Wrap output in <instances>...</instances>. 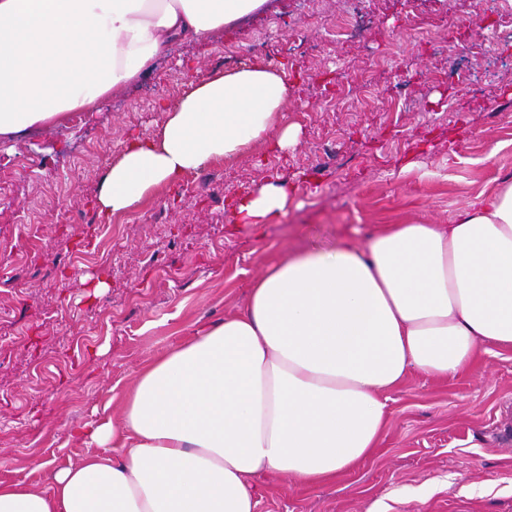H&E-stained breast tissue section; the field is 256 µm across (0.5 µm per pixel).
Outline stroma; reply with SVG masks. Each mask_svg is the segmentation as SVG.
Segmentation results:
<instances>
[{"instance_id":"1","label":"stroma","mask_w":512,"mask_h":512,"mask_svg":"<svg viewBox=\"0 0 512 512\" xmlns=\"http://www.w3.org/2000/svg\"><path fill=\"white\" fill-rule=\"evenodd\" d=\"M356 7L363 25L334 41L332 21ZM254 60L285 67L297 144L100 215L98 148L117 158L190 81ZM509 174L512 0H267L173 45L101 111L0 144V477L39 484L43 459L78 460L77 430L194 324L243 307L272 255L316 233L447 223ZM263 180L294 187L287 217L233 228L231 201ZM387 408L374 455L325 485L258 476L257 512H512V350L488 347L479 371L445 382L412 372Z\"/></svg>"}]
</instances>
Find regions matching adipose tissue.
Listing matches in <instances>:
<instances>
[{"instance_id": "adipose-tissue-1", "label": "adipose tissue", "mask_w": 512, "mask_h": 512, "mask_svg": "<svg viewBox=\"0 0 512 512\" xmlns=\"http://www.w3.org/2000/svg\"><path fill=\"white\" fill-rule=\"evenodd\" d=\"M266 0H0V142L97 112L168 47ZM288 74L268 63L190 82L153 137L103 175L105 216L276 135ZM282 182L235 202V224L288 213ZM512 350V180L445 224H386L366 242L310 241L267 261L244 307L148 360L81 437L78 462L47 459L43 485L0 478V512H256L253 477L328 482L376 450L384 394L412 371L441 381L484 346Z\"/></svg>"}]
</instances>
